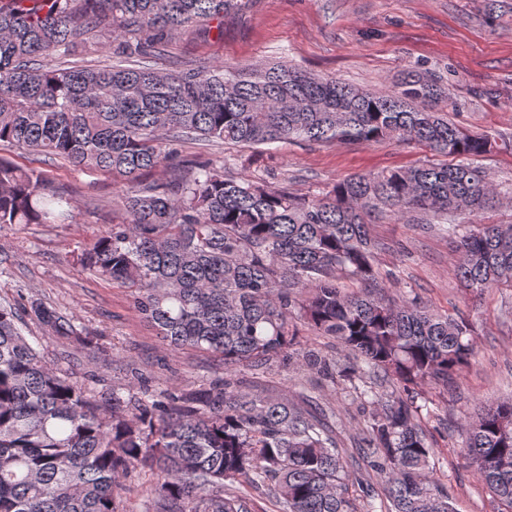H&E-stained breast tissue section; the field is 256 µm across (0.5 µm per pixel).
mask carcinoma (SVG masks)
<instances>
[{"label":"carcinoma","mask_w":512,"mask_h":512,"mask_svg":"<svg viewBox=\"0 0 512 512\" xmlns=\"http://www.w3.org/2000/svg\"><path fill=\"white\" fill-rule=\"evenodd\" d=\"M244 0H0V146L123 178L129 219L77 256L92 276L130 291L133 308L174 350L210 354L224 376L191 389L144 395L142 378L96 394L69 367L46 360L0 304V512H123L122 479L155 471L146 512H256L247 487L278 512H454L430 468L433 442L417 419L416 388L448 384L474 355L463 317L378 289L348 294L341 276L375 279L370 225L425 216L456 243L455 276L481 294L512 286V224H466L512 203L475 160L495 141L448 120L457 102L440 77L409 72L362 89L296 67L197 66L158 71L148 59L179 34L205 31ZM112 45L116 62L51 68L48 57ZM188 139L270 145L295 140H397L458 159L345 178L317 196L228 174L227 162L186 164ZM172 168L162 182L145 172ZM43 171L0 159V228L54 224L67 194ZM27 316L41 334L98 364L76 317L38 300ZM303 317L354 355L351 366L300 347ZM296 363L365 399L355 442L385 478L381 496L356 477L332 423L335 412L301 391L260 396L241 366ZM373 379L398 384L380 394ZM475 475L512 509V398L461 428Z\"/></svg>","instance_id":"carcinoma-1"}]
</instances>
